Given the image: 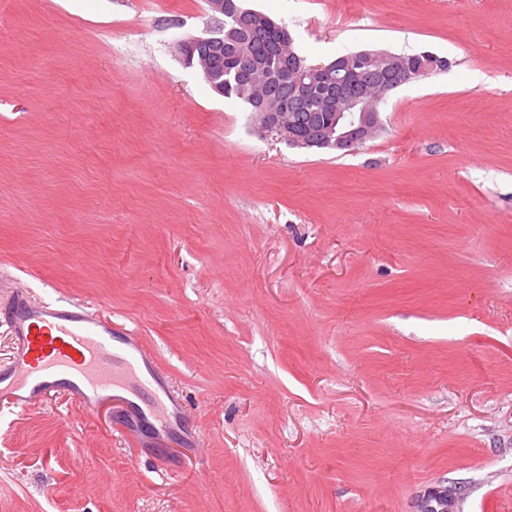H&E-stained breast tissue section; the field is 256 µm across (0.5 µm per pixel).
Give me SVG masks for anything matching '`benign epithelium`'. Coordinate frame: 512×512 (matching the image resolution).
Masks as SVG:
<instances>
[{
  "label": "benign epithelium",
  "mask_w": 512,
  "mask_h": 512,
  "mask_svg": "<svg viewBox=\"0 0 512 512\" xmlns=\"http://www.w3.org/2000/svg\"><path fill=\"white\" fill-rule=\"evenodd\" d=\"M207 3L221 16H234L240 29L246 28L253 34L274 33L276 48L282 52L285 64L283 78L293 92L316 98L330 111V119L324 123H303L296 113L285 111L282 101L271 104L267 84L258 77L260 66L251 55L240 53L234 80L248 94L259 127L283 137L291 147L327 148L342 153L359 148L382 127L380 112L368 97L369 90L374 88L384 96L414 76L409 60L385 49H366L327 65L307 66L296 52H284V47L293 43L287 29L276 28L267 20L254 17L252 12L240 10L234 0H207ZM180 52L187 64L199 65L216 93L224 94V63L216 60L224 52V23H219L206 36L183 41ZM420 512H448V490H429L423 497Z\"/></svg>",
  "instance_id": "obj_1"
}]
</instances>
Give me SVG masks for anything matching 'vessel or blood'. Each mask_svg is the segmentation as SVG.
<instances>
[{
	"instance_id": "1",
	"label": "vessel or blood",
	"mask_w": 512,
	"mask_h": 512,
	"mask_svg": "<svg viewBox=\"0 0 512 512\" xmlns=\"http://www.w3.org/2000/svg\"><path fill=\"white\" fill-rule=\"evenodd\" d=\"M0 321L11 333L0 393L13 407L26 409L64 393L91 411L113 392L135 384L151 398L155 422L165 423L172 395L141 380L145 347L130 333L118 338L99 309L36 302L23 291L9 290L0 297Z\"/></svg>"
}]
</instances>
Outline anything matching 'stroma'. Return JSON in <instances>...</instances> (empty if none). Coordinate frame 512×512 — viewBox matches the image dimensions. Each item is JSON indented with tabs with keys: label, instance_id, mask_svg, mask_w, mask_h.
<instances>
[{
	"label": "stroma",
	"instance_id": "1",
	"mask_svg": "<svg viewBox=\"0 0 512 512\" xmlns=\"http://www.w3.org/2000/svg\"><path fill=\"white\" fill-rule=\"evenodd\" d=\"M451 65L349 153L180 44L207 0H0V275L136 330L184 418L0 397V512H512V0H246Z\"/></svg>",
	"mask_w": 512,
	"mask_h": 512
}]
</instances>
